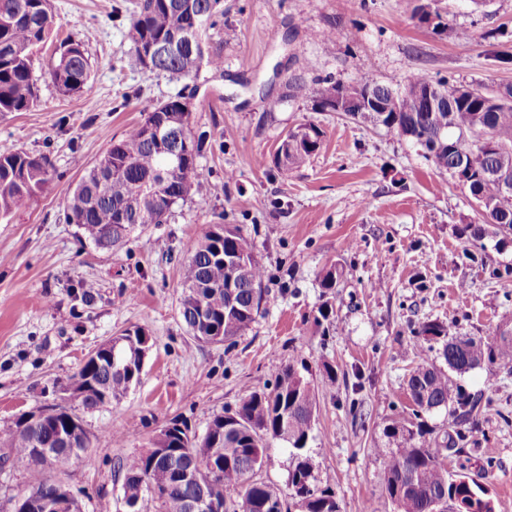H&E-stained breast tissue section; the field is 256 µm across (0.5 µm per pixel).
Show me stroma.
<instances>
[{
  "instance_id": "obj_1",
  "label": "stroma",
  "mask_w": 512,
  "mask_h": 512,
  "mask_svg": "<svg viewBox=\"0 0 512 512\" xmlns=\"http://www.w3.org/2000/svg\"><path fill=\"white\" fill-rule=\"evenodd\" d=\"M135 0H52L53 31L37 51L39 98L0 114V148L48 155L44 190L0 220V431L60 402L100 344L127 329L149 336L140 380L82 412L92 464L49 469L84 512H128L119 461L146 452L170 422L204 434L216 414L271 384L277 365L303 367L317 413L307 450L317 488L340 512H398L384 489L396 444L384 427L409 415L405 385L423 322L487 338L512 320V242L484 239L476 261L458 234L475 211L465 191L397 131L321 112L314 91L362 71L404 87L420 72L464 85H512V0H224L208 32L224 69L196 82L194 134L206 177L167 223L123 245L81 240L63 205L111 140L184 86L133 61ZM427 5L440 25L419 22ZM82 42L87 91L65 95L46 72L62 42ZM306 86L299 94L297 86ZM312 123L319 150L290 176L274 161L288 131ZM238 227L265 268L270 300L233 344L196 341L180 314L181 262L206 225ZM338 266L333 291L319 275ZM329 321L317 324L322 306ZM336 382L322 385L323 364ZM362 382L360 418L345 411ZM460 383L493 398L469 426L459 462L512 512V368H478Z\"/></svg>"
}]
</instances>
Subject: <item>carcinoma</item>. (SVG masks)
I'll return each mask as SVG.
<instances>
[{
  "label": "carcinoma",
  "instance_id": "1",
  "mask_svg": "<svg viewBox=\"0 0 512 512\" xmlns=\"http://www.w3.org/2000/svg\"><path fill=\"white\" fill-rule=\"evenodd\" d=\"M224 14L221 0H136L129 37L135 61L144 66L141 49L152 43L175 45L155 71L177 77H196L202 68L221 71L224 58L207 46V32L215 17ZM50 0H0V113L24 112L36 101L38 77L33 50L51 33ZM198 29L199 42L180 44L183 34ZM50 77L65 94L88 86L90 62L84 45L60 53ZM433 85L441 105L435 112H418L410 99L399 101L397 112L364 109L350 116L359 123L396 130L425 143L434 165L466 189L476 203L479 223L459 231L477 241L491 233L498 243L512 235V201L503 202L499 179L493 172L512 175V101L493 102L494 94L478 86L465 95L461 85L433 81L413 74L407 87ZM370 87L382 97L391 86L363 72L351 86L336 82L318 91V107L336 94ZM193 94L178 93L157 104L144 119L113 140L104 155L81 178L65 205V219L96 246L112 247L127 241L144 224L167 221L173 205L186 200L205 179L197 159L203 141L193 135ZM162 136H157V133ZM323 132L308 123L288 132L284 157L276 160L282 175L301 167L320 148ZM48 156L0 148V218L25 208L49 181ZM265 270L254 242L238 228L210 224L183 262L182 317L195 340L224 343L244 331L260 313L266 291ZM417 335L442 342L444 365L428 361L417 346L418 365L409 373L406 391L412 416L397 417L385 426L386 437L397 450L386 463L385 493L398 512H494L488 489L477 479L450 471L467 443L462 426L490 404L480 393H468L456 377L484 366L512 367V334L498 325L491 340L448 337L438 322H425ZM140 330H128L115 353L99 350L71 378L70 396L82 409L93 411L124 395L142 372ZM271 387L253 392L234 409L214 416L201 436L165 435L156 448H188V454L149 453L119 462L127 474L143 473L158 490L157 512H189L188 504L203 498L224 502V512H286L280 493L263 480L267 441L283 442L292 456L288 486L299 512H339L332 493L315 487L307 454L317 399L315 387L293 365H279ZM448 414V425L437 432L422 417ZM64 422L32 427L20 420L0 435V445L15 452L30 479L29 492L52 496L57 488L47 476L51 462L42 448L65 453L59 438ZM193 467L191 482L176 478Z\"/></svg>",
  "mask_w": 512,
  "mask_h": 512
}]
</instances>
